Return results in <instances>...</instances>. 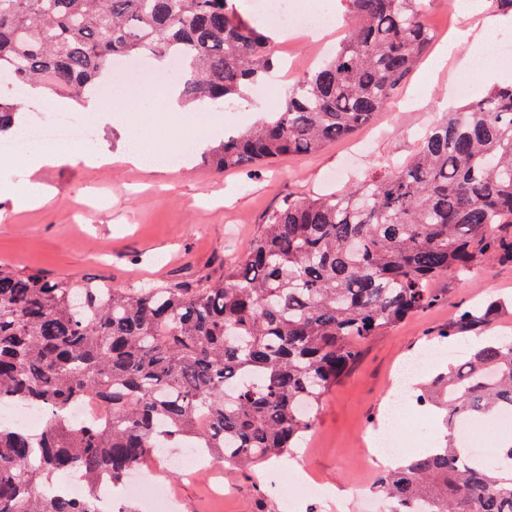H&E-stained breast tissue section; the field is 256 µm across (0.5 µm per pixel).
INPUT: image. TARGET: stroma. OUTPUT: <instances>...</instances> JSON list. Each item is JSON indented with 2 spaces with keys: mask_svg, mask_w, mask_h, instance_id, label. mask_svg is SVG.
<instances>
[{
  "mask_svg": "<svg viewBox=\"0 0 512 512\" xmlns=\"http://www.w3.org/2000/svg\"><path fill=\"white\" fill-rule=\"evenodd\" d=\"M458 0H431L427 19L437 34L436 45L469 26ZM323 15L336 26L329 37L314 41L305 31L289 28L288 45L276 46L277 57L297 64V75L319 65L350 28L340 0H321ZM467 55L459 46L438 74L429 59L378 112L373 121L351 138L323 151L298 158L286 156L249 172L215 173L202 157L147 174L120 162L125 149L120 127L92 123L81 105L66 101L77 124L88 126L89 144L112 156L110 164L92 167L75 160L37 172L52 196L45 204L16 210L10 188L0 189V264L20 271L41 269L68 279H105L116 288H135L150 282L215 278L226 263L241 258L262 229L261 219L291 195L317 196L363 178L372 168L405 162L426 128L449 106L465 102L458 93L472 73L460 69ZM149 75L138 83L142 111L137 127L151 146L173 149L171 127L153 113L154 89L163 87L165 69L143 60ZM261 97L250 95L246 105H234L200 118L195 138L214 140L216 127L243 130L265 112ZM436 296L426 311L411 316L368 342L356 367L332 389L317 413L307 440L309 451L298 465L310 478L339 500L348 512H364L375 498L376 512H390L376 497V471L368 469L363 450L384 418L382 402L398 385V369L413 349L438 352L430 374L448 367L450 323L476 305L500 300L493 333L512 336V254L500 252L469 276L448 274L431 281ZM284 459L249 468L234 464L202 463L193 477L171 476L177 512H331L323 500H296L284 510L278 478Z\"/></svg>",
  "mask_w": 512,
  "mask_h": 512,
  "instance_id": "1",
  "label": "stroma"
}]
</instances>
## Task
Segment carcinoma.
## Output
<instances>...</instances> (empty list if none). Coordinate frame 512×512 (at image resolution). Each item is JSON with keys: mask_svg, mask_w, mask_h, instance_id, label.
Wrapping results in <instances>:
<instances>
[{"mask_svg": "<svg viewBox=\"0 0 512 512\" xmlns=\"http://www.w3.org/2000/svg\"><path fill=\"white\" fill-rule=\"evenodd\" d=\"M351 28L278 111L203 155L242 171L304 157L369 123L435 40L426 0H347ZM181 55L185 100L235 104L277 64L272 38L236 0H0V134L25 123L15 88L81 99L110 65ZM224 274L122 291L0 265V401L48 408L38 434L0 422V512H99L100 479L126 484L157 448L189 444L214 463L293 455L364 346L435 302L428 284L484 265L512 226V85L430 125L393 170L320 197L284 199ZM473 308L453 337L492 328ZM448 444L380 471L391 512H512V444L465 458L464 423L512 409V340L472 348L424 384ZM98 402L101 416L70 418ZM306 411H301V408ZM77 473L78 498L51 491Z\"/></svg>", "mask_w": 512, "mask_h": 512, "instance_id": "cac0c4a2", "label": "carcinoma"}]
</instances>
